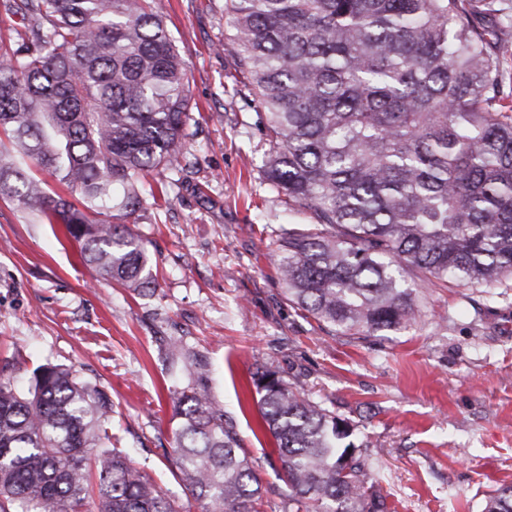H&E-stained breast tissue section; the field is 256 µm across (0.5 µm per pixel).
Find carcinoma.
<instances>
[{
    "mask_svg": "<svg viewBox=\"0 0 512 512\" xmlns=\"http://www.w3.org/2000/svg\"><path fill=\"white\" fill-rule=\"evenodd\" d=\"M0 6L22 27L0 56V196L64 225L100 278L155 291L129 220L146 178L186 153L190 120L155 0ZM224 15L265 117L261 179L313 219L274 241L290 302L362 339L415 324L426 283L512 275V0H224ZM31 163L69 196L48 193ZM168 356L185 501L114 447L108 394L48 361L23 388L0 368V512H264L262 481L203 382L208 363L176 343ZM251 384L281 462V512H386L347 422L270 367ZM483 512H512V485Z\"/></svg>",
    "mask_w": 512,
    "mask_h": 512,
    "instance_id": "cac0c4a2",
    "label": "carcinoma"
}]
</instances>
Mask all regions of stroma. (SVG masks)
Segmentation results:
<instances>
[{
	"instance_id": "35a3bbf8",
	"label": "stroma",
	"mask_w": 512,
	"mask_h": 512,
	"mask_svg": "<svg viewBox=\"0 0 512 512\" xmlns=\"http://www.w3.org/2000/svg\"><path fill=\"white\" fill-rule=\"evenodd\" d=\"M187 68L191 147L147 177L134 231L158 274L154 295L99 280L64 227L0 199V363L27 379L72 366L112 398L116 447L173 499L167 346L210 363L208 385L253 459L273 512L287 492L249 392L256 367L350 419L389 512H482L512 484V277L494 286L424 288L409 329L331 336L287 300L273 262L288 212L259 169L260 117L236 90L224 0H155Z\"/></svg>"
}]
</instances>
